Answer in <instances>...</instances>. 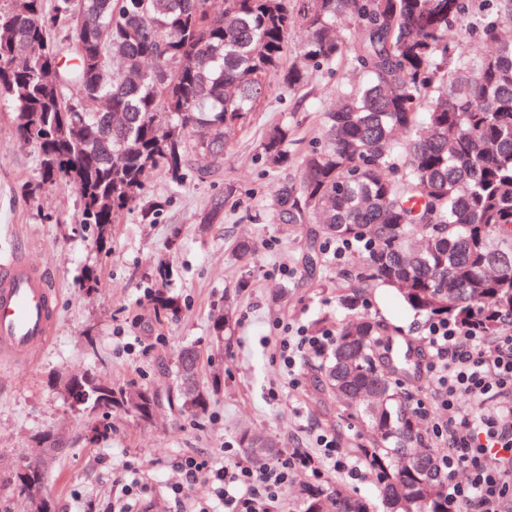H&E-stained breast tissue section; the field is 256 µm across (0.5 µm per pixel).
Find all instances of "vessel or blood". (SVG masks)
Here are the masks:
<instances>
[{"label":"vessel or blood","mask_w":512,"mask_h":512,"mask_svg":"<svg viewBox=\"0 0 512 512\" xmlns=\"http://www.w3.org/2000/svg\"><path fill=\"white\" fill-rule=\"evenodd\" d=\"M57 294L45 272L17 258L0 266V360L22 363L51 341Z\"/></svg>","instance_id":"vessel-or-blood-1"}]
</instances>
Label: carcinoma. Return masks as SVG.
Returning a JSON list of instances; mask_svg holds the SVG:
<instances>
[{
    "instance_id": "carcinoma-1",
    "label": "carcinoma",
    "mask_w": 512,
    "mask_h": 512,
    "mask_svg": "<svg viewBox=\"0 0 512 512\" xmlns=\"http://www.w3.org/2000/svg\"><path fill=\"white\" fill-rule=\"evenodd\" d=\"M471 0H4L0 3V106L17 134L40 156L34 195L65 182L76 192L79 226L105 252L123 214L135 206L154 222L159 200L144 195L147 170L162 167L180 186L194 154L218 171L231 132L250 122L270 82L303 88L312 73L345 61L363 80L340 88L323 112L319 140L300 161L288 153V126L270 127L260 157L271 168L298 163L299 180L281 188L277 205L290 224H319L331 240L366 246L360 281L399 291L430 321L476 326L499 336L512 326V0L483 18L479 42L489 51L472 62L450 37L465 27ZM346 20L354 38L336 24ZM303 27L299 55L288 32ZM224 186L200 214L224 223ZM155 306L180 310L156 290ZM233 312L213 318L216 341L231 331ZM388 327L360 316L336 330L320 365L327 390L354 404L371 430L356 444L374 470L389 512H448L435 450L422 443L418 414L388 356ZM203 358L178 351L177 376ZM70 396L83 399L91 432L110 430L122 410L146 423L160 406L146 386L101 384L74 376ZM213 392L180 410L204 414ZM255 458L279 441L244 431ZM14 496L46 501L45 477L22 461ZM303 512H370L350 495L329 497L309 485Z\"/></svg>"
}]
</instances>
